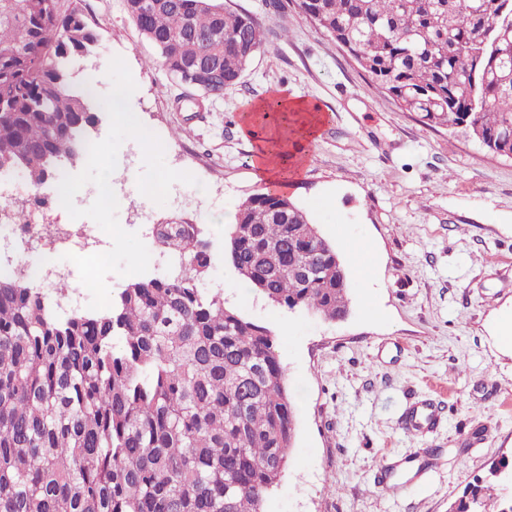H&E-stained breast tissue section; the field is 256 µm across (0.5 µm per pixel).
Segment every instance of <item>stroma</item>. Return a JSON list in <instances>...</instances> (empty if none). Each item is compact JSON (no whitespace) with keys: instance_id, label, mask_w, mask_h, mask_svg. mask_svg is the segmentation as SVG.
<instances>
[{"instance_id":"obj_1","label":"stroma","mask_w":512,"mask_h":512,"mask_svg":"<svg viewBox=\"0 0 512 512\" xmlns=\"http://www.w3.org/2000/svg\"><path fill=\"white\" fill-rule=\"evenodd\" d=\"M80 5L98 34L77 65L79 78L97 80L87 141L109 132L100 98L112 88L110 61L122 57L137 86L131 108L162 141L166 164L212 188L201 197L174 184L160 206L136 202L122 182L121 227L138 233L155 274L169 272L170 256L154 225H199L214 254L201 288L269 328L286 369L297 432L263 512H448L493 464H512V358L492 340L512 333V160L400 110L294 0H224L260 15L271 36L223 98L201 103L147 66L155 51L122 0ZM276 95L317 109L315 136L299 141L303 163L283 176L348 270L340 321L270 303L224 258L217 215L234 217L268 187L258 154L284 128L259 106ZM423 399L444 420L408 435L402 414Z\"/></svg>"}]
</instances>
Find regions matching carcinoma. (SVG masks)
I'll list each match as a JSON object with an SVG mask.
<instances>
[{
    "label": "carcinoma",
    "instance_id": "cac0c4a2",
    "mask_svg": "<svg viewBox=\"0 0 512 512\" xmlns=\"http://www.w3.org/2000/svg\"><path fill=\"white\" fill-rule=\"evenodd\" d=\"M401 110L512 158V0H295ZM175 79L199 57L224 96L266 31L222 0H125ZM97 41L61 0H0V173L60 182L84 148L94 92L75 67ZM183 273L136 280L104 314L68 313L29 278L0 273V512H262L296 436L272 332L208 295L196 224H157ZM224 254L269 302L333 322L347 270L290 198L256 193ZM320 268L306 277L302 269ZM502 461L452 512H512Z\"/></svg>",
    "mask_w": 512,
    "mask_h": 512
}]
</instances>
